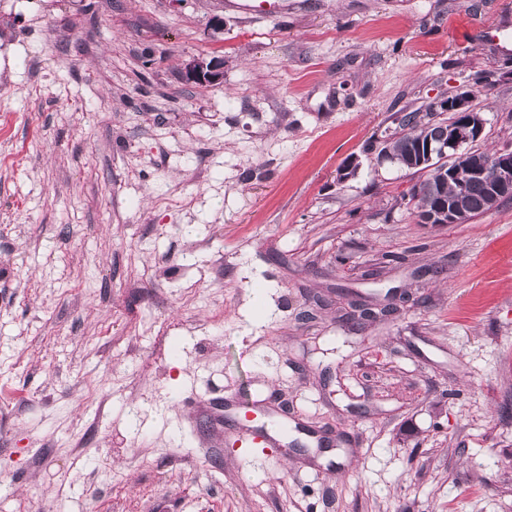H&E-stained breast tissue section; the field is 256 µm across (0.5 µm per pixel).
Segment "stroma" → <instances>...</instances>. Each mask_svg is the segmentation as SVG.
Here are the masks:
<instances>
[{
  "label": "stroma",
  "instance_id": "1",
  "mask_svg": "<svg viewBox=\"0 0 512 512\" xmlns=\"http://www.w3.org/2000/svg\"><path fill=\"white\" fill-rule=\"evenodd\" d=\"M285 2L0 0V512H512V199L377 152L459 88L512 150V0ZM267 392L306 452L206 414ZM183 75L187 81L207 85L222 79L224 73V60L218 57L209 61L192 60L184 64ZM238 441L245 445H252L256 443H263L265 445L277 444L280 440L276 434H272L267 430H254L248 425H240L236 430Z\"/></svg>",
  "mask_w": 512,
  "mask_h": 512
}]
</instances>
